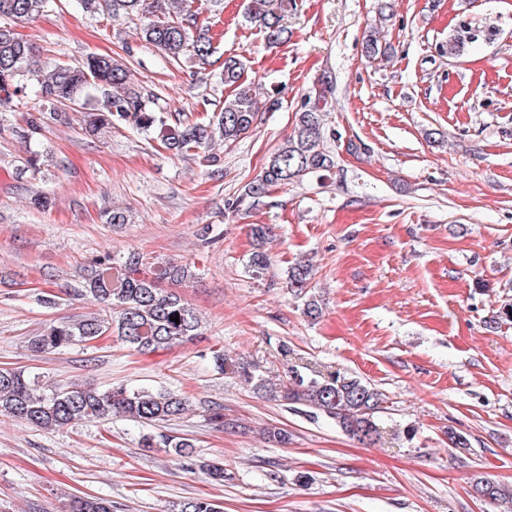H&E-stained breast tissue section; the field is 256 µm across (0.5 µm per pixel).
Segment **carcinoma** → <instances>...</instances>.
I'll list each match as a JSON object with an SVG mask.
<instances>
[{
    "instance_id": "1",
    "label": "carcinoma",
    "mask_w": 512,
    "mask_h": 512,
    "mask_svg": "<svg viewBox=\"0 0 512 512\" xmlns=\"http://www.w3.org/2000/svg\"><path fill=\"white\" fill-rule=\"evenodd\" d=\"M51 2L0 0V109L23 110L24 124L11 127L16 138L31 143L49 127L70 123L76 112L83 114L82 133L98 141L110 138L112 130L120 126L145 134L154 131L173 154L203 150L211 162L214 157L209 151L215 142L236 140L258 120V103L244 87L224 100L218 116L206 122L177 118L170 124L168 113L158 105V94L134 82L131 69L110 55L91 54L78 65L64 61L40 64L37 47L17 28L34 21ZM80 6L88 13H105L114 21H141L140 38L175 63L189 56L205 64L218 50L210 29L198 25L199 8L194 0H80ZM296 9V0H248L246 18L263 31L268 44L277 46L292 36L286 20ZM474 40L475 35L468 31L451 36L448 56L462 55ZM241 74L240 61L224 60V84H238ZM333 167L334 158L324 146L322 108L315 104L297 114L293 133L273 153L261 177L245 187L240 201L258 202L273 186L298 182ZM251 235L255 247L250 268L259 277L268 269L265 245L269 227L254 224ZM311 273L312 266L299 261L288 268V282L303 289ZM193 277L188 264L159 261L135 250L123 254L108 250L84 267L75 284L61 289L68 297L91 298L101 312L79 320L49 322L32 337L31 348L36 353L63 351L112 334L136 352L149 354L189 340L198 335L202 318L176 288ZM175 313L177 323L170 320ZM213 363L218 373L233 374L257 393L266 392L276 400L335 421L345 434L364 445L378 439L375 413L383 401L382 393L357 376L341 372L324 376L292 368L275 383L265 378L256 364L245 360L228 363L222 350L213 352ZM188 410V397L176 392L145 386L101 390L76 383L46 384L38 374L0 367V416L39 429L81 421L106 422L114 416L152 427ZM140 442L144 448H164L181 457L193 448L187 440L162 432H146ZM471 487L475 497L489 505L512 504V487L490 477H475ZM63 512H112V502L97 496H75ZM179 512H222V508L219 502L201 497L180 504Z\"/></svg>"
}]
</instances>
